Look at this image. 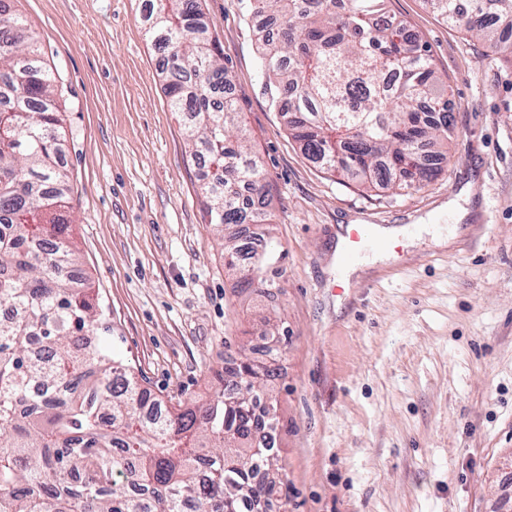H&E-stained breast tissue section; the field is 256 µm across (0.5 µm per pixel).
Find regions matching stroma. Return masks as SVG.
I'll return each mask as SVG.
<instances>
[{
    "mask_svg": "<svg viewBox=\"0 0 512 512\" xmlns=\"http://www.w3.org/2000/svg\"><path fill=\"white\" fill-rule=\"evenodd\" d=\"M247 5L202 0L263 162L269 222L229 233L282 252L268 298L238 292L214 243L208 168L168 105L149 0H13L62 91L66 216L104 341L184 405L213 399L228 361L274 369L283 469L266 512H512V62L426 0H388L430 51L455 136L421 188L366 190L289 134ZM350 224L407 233L341 288ZM266 316L288 333L282 354L265 351Z\"/></svg>",
    "mask_w": 512,
    "mask_h": 512,
    "instance_id": "stroma-1",
    "label": "stroma"
}]
</instances>
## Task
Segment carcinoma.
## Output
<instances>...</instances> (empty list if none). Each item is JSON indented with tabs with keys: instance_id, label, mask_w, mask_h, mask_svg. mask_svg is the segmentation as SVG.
Segmentation results:
<instances>
[{
	"instance_id": "cac0c4a2",
	"label": "carcinoma",
	"mask_w": 512,
	"mask_h": 512,
	"mask_svg": "<svg viewBox=\"0 0 512 512\" xmlns=\"http://www.w3.org/2000/svg\"><path fill=\"white\" fill-rule=\"evenodd\" d=\"M433 11L512 56V0H428ZM164 53V90L193 119L188 141L212 168L203 187L209 223L267 215L241 189L267 195L250 155L224 54L208 34L201 0H151ZM279 20L263 41L267 89L288 131L323 169L367 189H415L448 150L454 125L424 44L387 0H249ZM58 87L33 31L0 0V512H254L276 484L257 466L278 462L253 442V401L268 391L248 357L199 409L164 407L89 334L109 331L104 311L71 270L78 256L61 209L70 179ZM224 267L240 292L266 294L268 247L240 265L221 237Z\"/></svg>"
}]
</instances>
